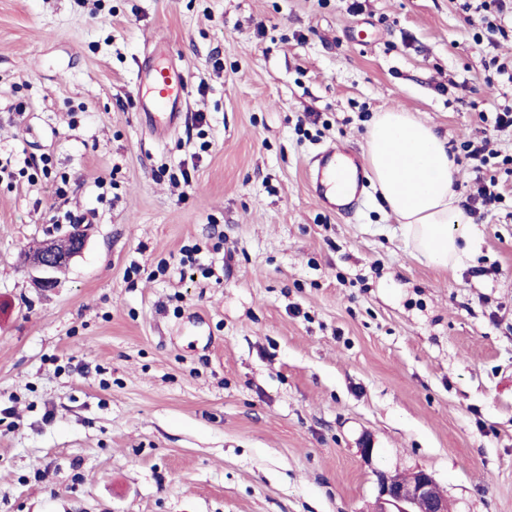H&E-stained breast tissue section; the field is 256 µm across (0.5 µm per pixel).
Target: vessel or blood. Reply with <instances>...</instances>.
I'll list each match as a JSON object with an SVG mask.
<instances>
[{
    "mask_svg": "<svg viewBox=\"0 0 512 512\" xmlns=\"http://www.w3.org/2000/svg\"><path fill=\"white\" fill-rule=\"evenodd\" d=\"M188 93L185 74L171 65L147 63L139 71L137 94L140 108L151 116L157 130L175 128L183 118L182 108ZM336 148H329L311 161L312 192L322 207H336Z\"/></svg>",
    "mask_w": 512,
    "mask_h": 512,
    "instance_id": "vessel-or-blood-1",
    "label": "vessel or blood"
}]
</instances>
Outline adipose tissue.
Listing matches in <instances>:
<instances>
[{
	"mask_svg": "<svg viewBox=\"0 0 512 512\" xmlns=\"http://www.w3.org/2000/svg\"><path fill=\"white\" fill-rule=\"evenodd\" d=\"M366 146L374 186L414 256L436 269L460 265L478 239L464 226L447 140L394 105L374 117Z\"/></svg>",
	"mask_w": 512,
	"mask_h": 512,
	"instance_id": "adipose-tissue-1",
	"label": "adipose tissue"
}]
</instances>
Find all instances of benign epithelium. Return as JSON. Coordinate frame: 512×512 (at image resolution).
<instances>
[{"mask_svg": "<svg viewBox=\"0 0 512 512\" xmlns=\"http://www.w3.org/2000/svg\"><path fill=\"white\" fill-rule=\"evenodd\" d=\"M66 240L65 244L57 239L49 240L30 258L31 266L43 273L37 280L39 287H54L50 273L83 252L87 242L83 226L73 225ZM373 512H449V504L433 475L424 469L403 476L381 472Z\"/></svg>", "mask_w": 512, "mask_h": 512, "instance_id": "benign-epithelium-1", "label": "benign epithelium"}]
</instances>
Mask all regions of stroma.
<instances>
[{
    "label": "stroma",
    "mask_w": 512,
    "mask_h": 512,
    "mask_svg": "<svg viewBox=\"0 0 512 512\" xmlns=\"http://www.w3.org/2000/svg\"><path fill=\"white\" fill-rule=\"evenodd\" d=\"M477 4L0 0V512H370L416 468L452 512H512V172L445 271L374 187L348 217L310 191L394 104L447 137L459 197L463 142L512 156V31ZM148 60L188 78L161 137ZM68 211L87 246L46 291L25 256ZM336 155L348 156L347 150H336V147L327 149L316 155L311 161V179L312 192L315 200L322 207L329 210H336V197L340 194V186L337 174L342 169L351 168L343 161L338 159V168L336 169ZM336 185V192L333 187ZM335 192L336 195H332Z\"/></svg>",
    "instance_id": "obj_1"
}]
</instances>
